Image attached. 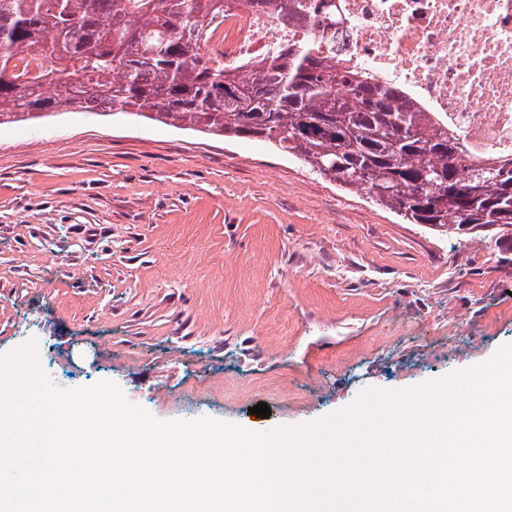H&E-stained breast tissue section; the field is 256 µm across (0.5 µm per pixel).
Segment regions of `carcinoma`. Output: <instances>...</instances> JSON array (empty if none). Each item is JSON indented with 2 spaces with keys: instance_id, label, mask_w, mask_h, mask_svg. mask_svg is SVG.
<instances>
[{
  "instance_id": "obj_1",
  "label": "carcinoma",
  "mask_w": 512,
  "mask_h": 512,
  "mask_svg": "<svg viewBox=\"0 0 512 512\" xmlns=\"http://www.w3.org/2000/svg\"><path fill=\"white\" fill-rule=\"evenodd\" d=\"M224 0H0V124L42 122L70 106L253 137L409 224L512 251V158L468 162L396 86H380L291 43L247 77L202 49ZM327 0L309 23L335 24ZM18 54L51 65L27 78ZM349 87L345 97L334 94Z\"/></svg>"
}]
</instances>
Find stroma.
<instances>
[{"label":"stroma","mask_w":512,"mask_h":512,"mask_svg":"<svg viewBox=\"0 0 512 512\" xmlns=\"http://www.w3.org/2000/svg\"><path fill=\"white\" fill-rule=\"evenodd\" d=\"M31 341L64 388L268 432L512 344V255L260 140L76 110L0 126V354Z\"/></svg>","instance_id":"obj_1"}]
</instances>
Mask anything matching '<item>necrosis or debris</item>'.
<instances>
[{"mask_svg":"<svg viewBox=\"0 0 512 512\" xmlns=\"http://www.w3.org/2000/svg\"><path fill=\"white\" fill-rule=\"evenodd\" d=\"M336 24L315 29L248 0H224L203 45L254 69L291 41L401 88L462 134L471 158L512 156V0H335Z\"/></svg>","mask_w":512,"mask_h":512,"instance_id":"obj_1","label":"necrosis or debris"}]
</instances>
